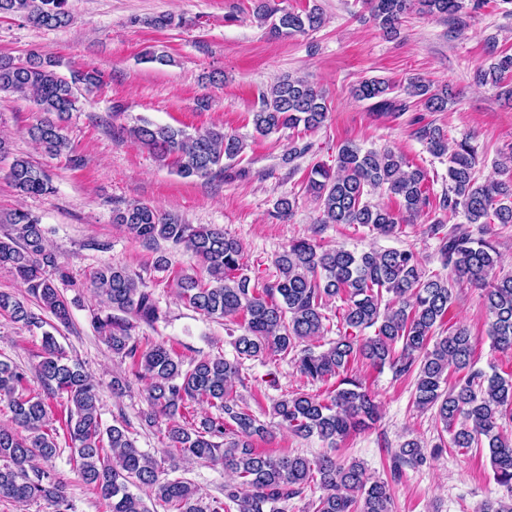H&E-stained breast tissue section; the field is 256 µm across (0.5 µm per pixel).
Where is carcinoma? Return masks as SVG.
<instances>
[{
	"instance_id": "obj_1",
	"label": "carcinoma",
	"mask_w": 512,
	"mask_h": 512,
	"mask_svg": "<svg viewBox=\"0 0 512 512\" xmlns=\"http://www.w3.org/2000/svg\"><path fill=\"white\" fill-rule=\"evenodd\" d=\"M372 19L387 33L397 31L406 15L416 12L457 18L464 0H362ZM68 0H0V16H11L47 29L71 23ZM254 15L274 37H290L319 29L321 9L299 13L276 3L257 0ZM512 78V54H502L477 82L499 86ZM103 84L101 72L76 71L66 77L56 61L43 51L25 58L0 56V94L28 98L40 120L29 130L31 139L49 156L72 154L64 125L76 109L80 87ZM394 86L382 78L362 81L354 95L369 102L378 116L398 117L407 110L403 99L392 96ZM406 95L418 98L429 112L448 107V88L435 89L419 78L410 80ZM329 108L322 92L300 78L284 77L262 93L252 113L257 133L266 136L283 129L312 132L325 125ZM123 131L151 151L154 158L182 178L222 176L244 150L243 141L222 127L194 134L181 128L142 119ZM429 151L448 157V193L439 208L461 215L466 224L441 234L436 218L428 231L438 238L442 264L459 279L480 287L491 317L489 339L493 348L512 353V272L493 275L498 264L494 247L473 236L472 224L489 216L512 224V180L478 181L476 153L468 140L450 146L444 131L426 125L417 130ZM10 155L0 140V157ZM12 156V155H10ZM7 178L23 195L53 191L45 171L22 155L12 156ZM427 172L409 165L392 150L364 149L353 143L338 151L337 170L312 165L308 190L320 203L321 224H359L380 236L399 229L401 218L367 196L382 189L400 198L408 214L429 205ZM133 239L158 247L159 242L183 245L205 265L208 281L184 271L173 280L184 303L213 321L238 320L241 334L232 341L235 356L209 355L185 362L164 343L142 345L134 335L139 323L154 324L162 317L153 293L143 288L141 275L128 265L112 263L96 270L90 287L111 309L94 318V326L112 353L131 361V374L148 381L150 411L142 426L152 428L166 420L165 436L171 469L203 460L220 464L231 481L224 483V500H208L193 483L171 478L149 452L136 445L124 424L103 425L95 381L77 362L64 360L52 330L56 326L34 313L15 295L0 292V315L21 327L39 330L42 353L35 366L41 390H26L27 373L0 360V403L11 413L12 425L0 426V499L20 504L44 500L54 512H69L63 485L49 463L61 452L50 401L61 398L72 446L69 462L83 481L109 506V512H151L145 499L173 512H286L288 500L314 486L321 491L307 503V512H392L391 487L373 480L362 463L323 453L314 459L292 453L270 454L255 446L269 434L268 426L244 399L234 394L242 361L294 353L296 370L312 381L338 380L325 398L296 392L277 400L273 411L280 424L301 437L316 436L334 448L349 434L370 428L377 406L366 382L353 375L359 360L376 369L389 367L395 377L415 375L414 400L422 410L436 409L453 448H486L494 475L512 490V441L499 421L512 419V371L487 375L475 368L474 341L469 330L457 327L445 336L436 330L445 324L452 301L448 281L427 275L411 249H385L357 253L342 247L326 248L311 238L289 242L272 264L278 270L272 282L261 283L246 273L241 243L223 229L185 224L174 214L161 213L141 202L112 211ZM0 267L27 285L38 305L60 324L69 321V308L55 284L64 277L56 252L46 243L37 215L23 209L0 221ZM390 295L383 301L384 295ZM344 303L345 331L315 351L311 342L330 332L324 313L328 302ZM374 329V335L363 332ZM207 404L219 411L199 426H187L188 405ZM427 457L416 439L403 442L393 456V471L404 464L421 466ZM143 487L147 497L130 491Z\"/></svg>"
}]
</instances>
